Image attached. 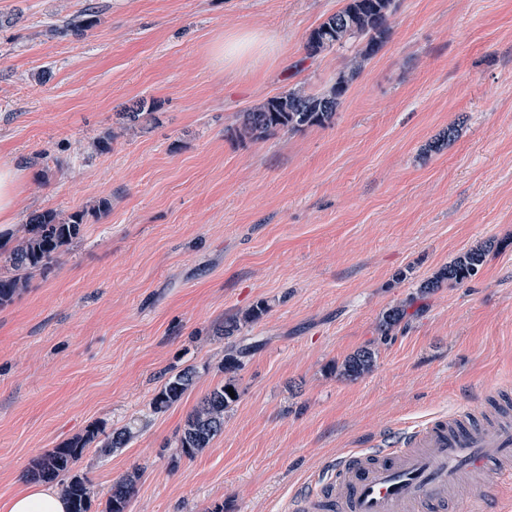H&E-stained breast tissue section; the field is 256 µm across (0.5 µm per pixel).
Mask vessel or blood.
Masks as SVG:
<instances>
[{"label":"vessel or blood","mask_w":512,"mask_h":512,"mask_svg":"<svg viewBox=\"0 0 512 512\" xmlns=\"http://www.w3.org/2000/svg\"><path fill=\"white\" fill-rule=\"evenodd\" d=\"M329 476L310 479L289 512H448L466 507L463 485L484 496L512 480V400L481 417L461 408L383 431L369 447L332 460ZM471 496V497H472Z\"/></svg>","instance_id":"1"}]
</instances>
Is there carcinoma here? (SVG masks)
<instances>
[{
  "mask_svg": "<svg viewBox=\"0 0 512 512\" xmlns=\"http://www.w3.org/2000/svg\"><path fill=\"white\" fill-rule=\"evenodd\" d=\"M395 11V0H347L345 6L313 29L306 41V51L316 56L335 46L342 47L356 38L365 40L362 49L353 57L347 73L340 76L328 90L310 94L302 89L288 92L267 100L261 107L243 115L239 132L244 136L262 138L275 129L301 131L311 126H325L331 123L338 106L349 90L350 83L359 74L363 64L381 50L389 29V18ZM95 23V15L86 9L68 19L58 28V33L82 34ZM154 108L145 102L127 108L123 118L131 124L142 125L153 114ZM84 232V214L75 213L66 219L50 210L29 215L24 235L5 259L12 275H0V306L9 303L25 285L23 276L46 267L62 249ZM486 250L477 247L455 257L448 265L440 268L434 276L420 284V293L434 292L442 284L450 287L462 284L473 277L485 262ZM266 311L262 303L245 313L241 320H230L224 324L223 335L229 338L240 330L241 323L254 322ZM406 317L403 304L389 308L380 321L384 335L398 326ZM246 350L231 344L224 354V373L228 375L219 384L198 400L186 417L176 435L178 457L192 459L224 432V414L239 399V393L229 394L228 389L236 387L235 375L242 367ZM378 349L369 343L346 357L336 367L339 374L348 379H357L370 372L376 365ZM198 371L187 366L171 375L152 399L154 412H163L194 386ZM136 424L129 423L116 428L99 438L101 431L94 427L86 436L76 437L61 447L54 448L37 458L28 471L32 481L52 482L72 472L88 444L99 441L98 451L109 455L125 448L135 435ZM142 476V470L135 469L112 484L108 500V512H126L130 500L135 496ZM70 503V512H88L91 490L84 478L74 475L63 487Z\"/></svg>",
  "mask_w": 512,
  "mask_h": 512,
  "instance_id": "cac0c4a2",
  "label": "carcinoma"
}]
</instances>
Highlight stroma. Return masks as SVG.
Returning <instances> with one entry per match:
<instances>
[{
	"label": "stroma",
	"instance_id": "1",
	"mask_svg": "<svg viewBox=\"0 0 512 512\" xmlns=\"http://www.w3.org/2000/svg\"><path fill=\"white\" fill-rule=\"evenodd\" d=\"M83 36L53 28L87 6ZM345 0H0V163L22 174L3 259L28 215L80 212L85 229L0 307V505L33 460L86 430L136 422L126 448L89 445L75 472L88 512L142 469L127 512H288L326 462L512 385V0H399L382 50L332 122L262 139L242 113L292 88L326 90L354 45L308 57ZM253 32L271 51L213 62ZM154 104L145 130L118 113ZM459 136L430 144L451 125ZM474 277L420 283L477 245ZM234 339L217 330L257 303ZM405 320L381 340L384 311ZM251 345L224 431L193 459L175 437ZM356 380L335 364L370 342ZM168 410L151 401L187 366ZM198 371L194 366H187L171 375L161 386L152 399L151 407L154 412H163L175 403L194 386Z\"/></svg>",
	"mask_w": 512,
	"mask_h": 512
}]
</instances>
